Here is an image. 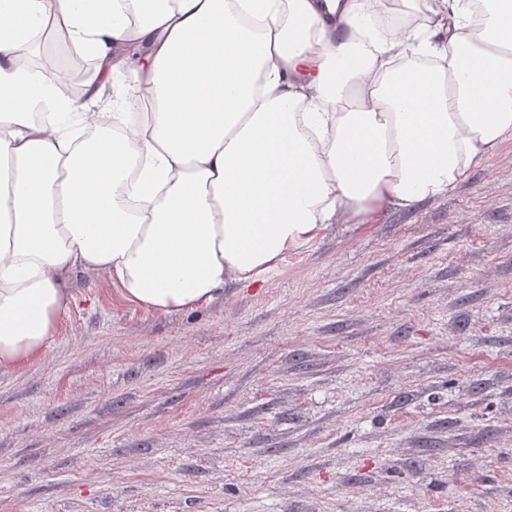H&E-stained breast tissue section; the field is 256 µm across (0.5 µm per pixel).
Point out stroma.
I'll return each mask as SVG.
<instances>
[{
  "instance_id": "35a3bbf8",
  "label": "stroma",
  "mask_w": 512,
  "mask_h": 512,
  "mask_svg": "<svg viewBox=\"0 0 512 512\" xmlns=\"http://www.w3.org/2000/svg\"><path fill=\"white\" fill-rule=\"evenodd\" d=\"M75 291L0 373V512H512V142L195 310Z\"/></svg>"
}]
</instances>
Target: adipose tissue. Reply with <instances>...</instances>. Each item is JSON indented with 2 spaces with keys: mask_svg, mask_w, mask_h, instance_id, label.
I'll list each match as a JSON object with an SVG mask.
<instances>
[{
  "mask_svg": "<svg viewBox=\"0 0 512 512\" xmlns=\"http://www.w3.org/2000/svg\"><path fill=\"white\" fill-rule=\"evenodd\" d=\"M60 27L122 80L111 111L35 65ZM508 141L512 0H0V372L41 355L78 276L194 309Z\"/></svg>",
  "mask_w": 512,
  "mask_h": 512,
  "instance_id": "1",
  "label": "adipose tissue"
}]
</instances>
